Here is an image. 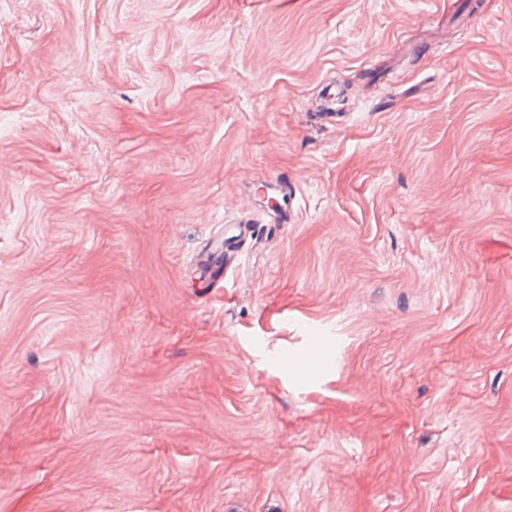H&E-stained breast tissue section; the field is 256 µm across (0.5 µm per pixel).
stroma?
I'll list each match as a JSON object with an SVG mask.
<instances>
[{"instance_id": "stroma-1", "label": "stroma", "mask_w": 512, "mask_h": 512, "mask_svg": "<svg viewBox=\"0 0 512 512\" xmlns=\"http://www.w3.org/2000/svg\"><path fill=\"white\" fill-rule=\"evenodd\" d=\"M0 512H512V0H0Z\"/></svg>"}]
</instances>
